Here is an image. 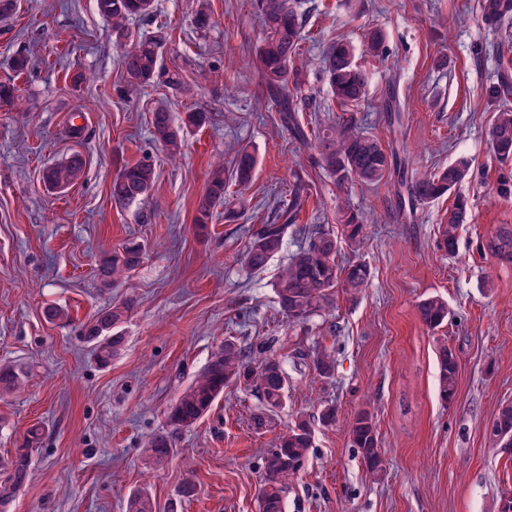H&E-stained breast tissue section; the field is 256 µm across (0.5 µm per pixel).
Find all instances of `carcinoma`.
Returning a JSON list of instances; mask_svg holds the SVG:
<instances>
[{
    "label": "carcinoma",
    "mask_w": 512,
    "mask_h": 512,
    "mask_svg": "<svg viewBox=\"0 0 512 512\" xmlns=\"http://www.w3.org/2000/svg\"><path fill=\"white\" fill-rule=\"evenodd\" d=\"M155 0H96L98 14L112 24V34L121 49L119 56L122 71L129 86L161 83L168 88L182 86L179 74L162 66V48L166 35L159 30L129 40V22L150 16ZM258 20L261 40L256 58L262 80L275 101L280 120L288 129L291 139L304 149L317 151L320 166L344 188L354 182L376 186L390 171L393 154L380 141L365 134L356 114L364 99L369 83V72L356 60L355 48L343 41L331 44L321 58V66L333 96L345 115L330 126L317 130L309 138L305 126L296 112L302 103L301 85L294 71V62L303 41V24L292 0H258ZM481 19L488 25H499L512 20V0H480ZM197 29L210 26L211 14L206 0H199L193 17ZM362 55L383 59L386 56L385 35L378 29L366 33ZM19 96L8 81L0 82V107L16 106ZM209 113L195 109L185 114L182 124L175 125L164 108L151 111L153 139L166 149L170 157L181 153L184 132L204 126ZM488 140L498 162H512V108L502 106L488 129ZM257 159L247 147L236 151L229 167L219 165L212 169L205 191L195 206L194 223L203 229L211 223L214 210L224 206V217L235 216V205H243L244 194L250 187L256 170ZM82 156L75 154L68 161L47 168L42 175L45 185L55 190L68 188L82 175ZM473 177L468 160L460 159L427 175L415 176L407 185L411 205L440 198L463 181ZM157 173L149 157L123 166L112 181V200L125 206L147 196L156 182ZM302 209V195L294 189L289 194L287 218L282 224H262L246 242L240 255V264L247 271H259L283 249L285 229L297 223ZM470 216L469 200L461 195L454 198L448 216V227L443 233V247L450 255L458 249L457 227ZM337 223L343 225L344 236L353 251L364 246L362 217L346 204L338 206ZM483 250L504 263L512 265V227H504L488 241ZM337 241L331 233L313 226L307 231V242L288 258L279 270L273 288L280 311L288 324H304L327 308L337 288L351 296L358 295L370 279V270L362 263L352 262L341 266L336 261ZM143 259V249L132 245L115 251L103 259L97 268L105 286L121 279L137 267ZM132 308L130 301L109 306L100 311L96 320L87 325L85 335L103 341L96 346V357L108 363L122 349L124 337L115 332ZM418 316L424 326L437 329L448 323V304L439 297H430L418 305ZM313 366L318 375L329 377L334 372V355L329 350L317 352ZM438 394L444 402L451 401L457 392L458 363L447 346L438 350ZM26 371L12 364L0 365V394L20 389ZM255 389L265 410L281 407L287 390L288 377L282 362L267 354L266 345L259 343L247 350L236 342L224 341V349L215 354L181 393L170 408L168 421L173 429H187L210 412L224 388L231 384ZM491 425L497 435L493 439L500 445L499 433L512 438V404L499 408ZM352 447L358 449L367 470L373 474L382 469L378 435L373 416L360 411L349 427ZM310 448L311 429L307 421L300 420L289 426L279 436L274 448L264 458V488L262 512H284V494L288 484L297 478ZM146 453L161 465L173 453L169 432L161 431L148 441ZM28 449L19 448L10 463L8 474L0 480V505L12 504L28 480ZM127 512H156V505L149 493L138 491L127 502Z\"/></svg>",
    "instance_id": "obj_1"
}]
</instances>
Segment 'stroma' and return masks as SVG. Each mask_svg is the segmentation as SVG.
I'll use <instances>...</instances> for the list:
<instances>
[{"label":"stroma","instance_id":"35a3bbf8","mask_svg":"<svg viewBox=\"0 0 512 512\" xmlns=\"http://www.w3.org/2000/svg\"><path fill=\"white\" fill-rule=\"evenodd\" d=\"M209 6L204 33L193 26L196 0H155L153 15L130 22L139 34L166 29L162 63L181 75V90L127 86L94 0H18L14 14L0 18V81L14 80L21 97L19 107L0 108V363L28 372L21 391L0 398V467L30 428L42 429L13 512H125L139 489L157 512H260L264 457L300 419L310 422L312 448L285 512H500L512 490V448L495 445L488 427L512 403V268L479 246L512 225V200L495 194L504 168L487 144L497 107L487 90L512 76V52L501 44L512 21L487 26L479 0L297 3L307 35L303 122L327 125L340 114L319 68L323 51L339 40L361 44L378 29L399 66L367 59L372 75L357 112L363 130L416 174L461 157L472 163L475 178L454 193L468 197L471 216L451 257L440 244L454 195L406 215L393 182L337 189L315 151L293 143L261 85L254 0ZM19 53L30 65L17 76L10 63ZM77 72L85 79L76 86ZM391 89L403 105L397 124L374 109ZM159 105L176 122L195 107L211 116L185 133L174 162L150 133L149 112ZM74 112L84 115L78 138L68 132ZM245 145L258 166L244 207L232 221L216 209L198 234L195 202L212 167ZM75 154L85 160L81 178L47 192L43 170ZM146 155L158 173L152 191L116 206L114 176ZM297 186L300 223L337 234L338 200L362 212L364 249L355 254L339 242L337 261H360L371 276L358 297L337 291L331 308L292 326L272 283L300 237L286 230L282 251L260 272L243 270L239 255L249 230L269 223ZM132 241L147 247L142 263L102 285L100 259ZM437 295L451 317L431 331L417 306ZM127 299L134 308L118 328L124 345L99 364L85 326ZM53 305L63 318H46ZM228 339L245 348L268 342L288 376L282 406L256 428L257 393L230 385L194 427L175 433L174 455L154 466L148 440L166 430L169 408ZM444 344L460 365L449 404L438 396ZM321 349L335 354L328 378L313 368ZM327 406L336 409L330 426L318 419ZM362 410L378 432L376 475L349 442L348 425ZM188 482L195 493L186 498Z\"/></svg>","mask_w":512,"mask_h":512}]
</instances>
